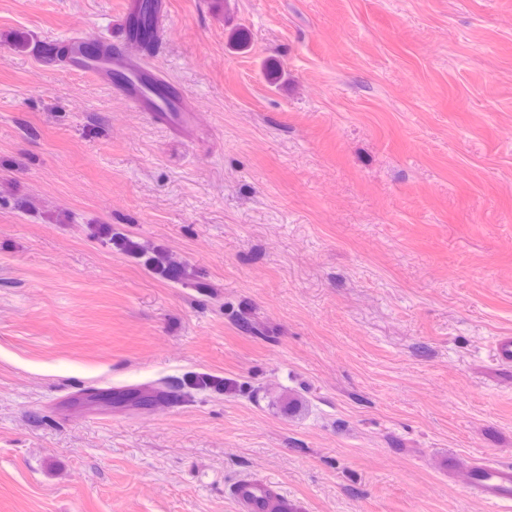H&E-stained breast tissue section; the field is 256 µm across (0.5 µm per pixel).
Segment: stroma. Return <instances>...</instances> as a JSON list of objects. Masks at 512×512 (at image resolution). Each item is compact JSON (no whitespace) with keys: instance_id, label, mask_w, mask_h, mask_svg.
Masks as SVG:
<instances>
[{"instance_id":"1","label":"stroma","mask_w":512,"mask_h":512,"mask_svg":"<svg viewBox=\"0 0 512 512\" xmlns=\"http://www.w3.org/2000/svg\"><path fill=\"white\" fill-rule=\"evenodd\" d=\"M168 2L179 132L33 53L124 0H0V512H485L512 0ZM239 512H290L295 505L281 485L267 478L244 476L230 489Z\"/></svg>"}]
</instances>
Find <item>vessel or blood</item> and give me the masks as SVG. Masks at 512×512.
Here are the masks:
<instances>
[{"instance_id": "obj_1", "label": "vessel or blood", "mask_w": 512, "mask_h": 512, "mask_svg": "<svg viewBox=\"0 0 512 512\" xmlns=\"http://www.w3.org/2000/svg\"><path fill=\"white\" fill-rule=\"evenodd\" d=\"M139 10V0H127L122 18L125 38L121 43L75 31L62 39L39 41L35 56L45 64L64 63L73 73L105 85L137 111L148 113L168 127L186 126L201 107L163 72L145 65L135 30ZM448 470L463 480L487 512H512L511 463L453 459ZM230 493L238 512H293L295 508L281 485L267 478L242 477Z\"/></svg>"}]
</instances>
